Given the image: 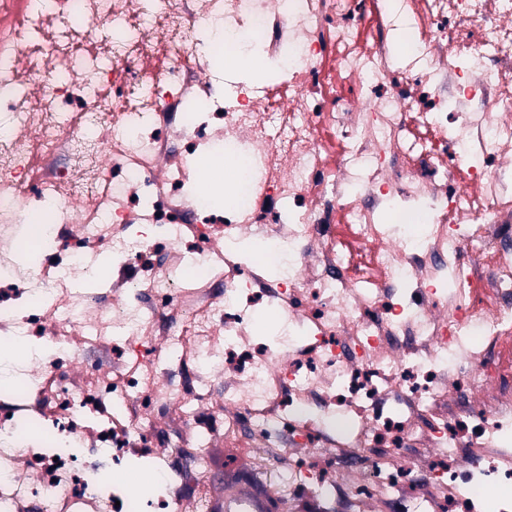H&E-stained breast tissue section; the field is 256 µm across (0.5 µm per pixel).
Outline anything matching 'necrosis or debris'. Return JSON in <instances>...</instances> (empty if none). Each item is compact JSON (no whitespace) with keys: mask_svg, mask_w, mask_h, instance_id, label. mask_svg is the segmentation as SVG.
<instances>
[{"mask_svg":"<svg viewBox=\"0 0 512 512\" xmlns=\"http://www.w3.org/2000/svg\"><path fill=\"white\" fill-rule=\"evenodd\" d=\"M255 55L273 81L214 65ZM225 157L216 215L186 170ZM45 204L54 247L18 264ZM105 251L110 295L71 293ZM510 330L512 0H0V334L55 351L0 397V512H213L207 445L272 432L318 512H484L474 486L512 482V398L479 399ZM113 352L116 376L62 368ZM85 446L185 455L178 494L103 489ZM51 208L45 207L31 212L26 216L21 229V235H18L13 242L12 248L19 261H26L30 248L38 246L42 240V227L48 224L51 218Z\"/></svg>","mask_w":512,"mask_h":512,"instance_id":"4bbe7bcc","label":"necrosis or debris"}]
</instances>
